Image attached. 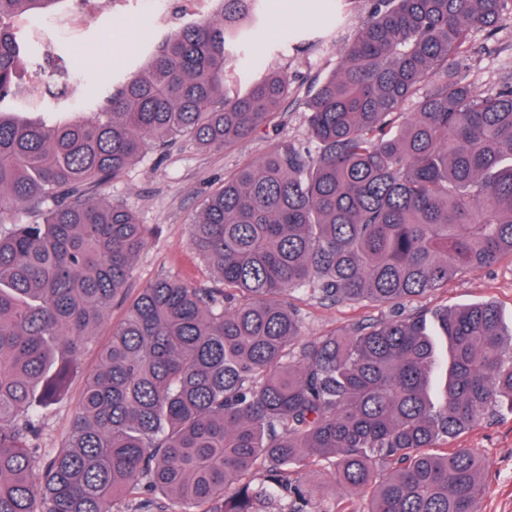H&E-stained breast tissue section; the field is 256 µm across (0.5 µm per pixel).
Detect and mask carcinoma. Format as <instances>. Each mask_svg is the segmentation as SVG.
Returning <instances> with one entry per match:
<instances>
[{
  "label": "carcinoma",
  "mask_w": 512,
  "mask_h": 512,
  "mask_svg": "<svg viewBox=\"0 0 512 512\" xmlns=\"http://www.w3.org/2000/svg\"><path fill=\"white\" fill-rule=\"evenodd\" d=\"M54 0H0V512H480L484 463L448 449L512 404V329L490 302L302 340L288 302L399 306L512 257V81L465 80L512 0H369L310 87L306 145L283 143L209 194L190 246L219 288L126 284L148 229L98 189L146 150L221 151L269 124L287 72L230 86L257 0L161 39L91 116L31 121L15 23ZM126 304L61 448L37 414L110 308ZM313 473L295 475L302 462Z\"/></svg>",
  "instance_id": "cac0c4a2"
}]
</instances>
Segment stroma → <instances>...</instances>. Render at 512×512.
I'll return each mask as SVG.
<instances>
[{"mask_svg": "<svg viewBox=\"0 0 512 512\" xmlns=\"http://www.w3.org/2000/svg\"><path fill=\"white\" fill-rule=\"evenodd\" d=\"M336 0H259L257 32L244 56L235 63L238 88H245L267 69L286 70L293 93L275 122L234 147L213 151L192 145L176 146L166 156L146 151L124 181L108 186L106 197L124 202L149 230L139 254L130 292L159 277H172L190 286L209 287L212 271L190 249V219L206 195L220 187L237 169L258 162L279 142H306L307 91L315 78L329 75L345 47L358 33L367 10L366 0H346L344 25H337ZM216 0H61L43 14L40 25L19 22L30 52L21 64L28 90L15 109L36 118L46 112L70 117L87 115L95 102L82 84L58 74L35 77L45 56L72 61L95 54L102 73L120 80L145 59L149 41L190 21L215 20ZM512 75V21L496 36L495 50L477 51L468 72L475 87L487 89ZM300 310L305 338L347 331L362 322H383L394 314L431 315L436 309L490 301L504 323L512 322V258L476 272H462L447 287L405 303L400 311L388 306L332 303L303 291L290 296ZM125 312L114 305L100 325L93 344L77 357L76 370L60 401L40 414L42 445L60 447L79 409L85 377L99 365L101 350ZM452 447L475 448L485 463L481 512H512V408L500 405L479 426L461 433Z\"/></svg>", "mask_w": 512, "mask_h": 512, "instance_id": "35a3bbf8", "label": "stroma"}]
</instances>
